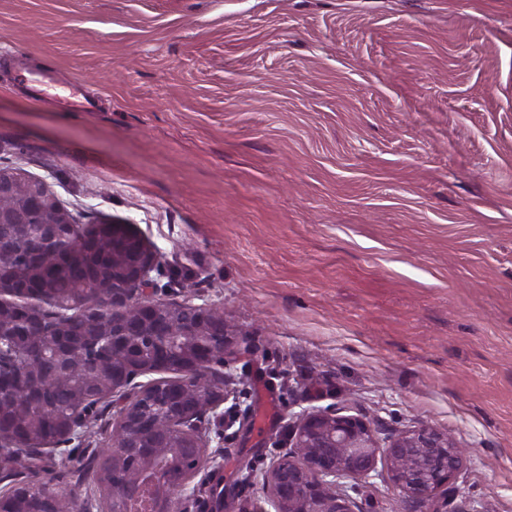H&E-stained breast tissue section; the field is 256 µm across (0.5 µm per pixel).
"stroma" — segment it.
Returning <instances> with one entry per match:
<instances>
[{
  "mask_svg": "<svg viewBox=\"0 0 512 512\" xmlns=\"http://www.w3.org/2000/svg\"><path fill=\"white\" fill-rule=\"evenodd\" d=\"M159 249V302L238 335L250 430L203 416L262 496L304 408L464 450L451 512H512V0H0V163ZM119 405L29 468L77 494ZM352 512H429L386 478Z\"/></svg>",
  "mask_w": 512,
  "mask_h": 512,
  "instance_id": "35a3bbf8",
  "label": "stroma"
}]
</instances>
